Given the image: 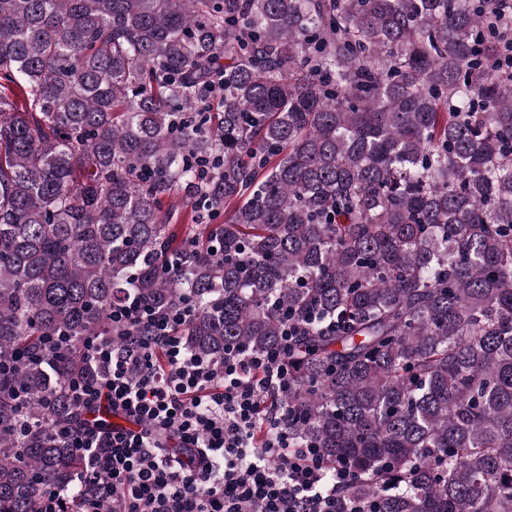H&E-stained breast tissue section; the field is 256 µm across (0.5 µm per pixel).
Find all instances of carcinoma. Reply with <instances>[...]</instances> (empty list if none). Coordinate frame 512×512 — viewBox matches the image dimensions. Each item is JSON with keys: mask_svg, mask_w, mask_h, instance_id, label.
Wrapping results in <instances>:
<instances>
[{"mask_svg": "<svg viewBox=\"0 0 512 512\" xmlns=\"http://www.w3.org/2000/svg\"><path fill=\"white\" fill-rule=\"evenodd\" d=\"M493 2L0 0V512L77 483L54 429L128 296L193 307L205 358L296 325L288 434L356 474L346 508L512 512Z\"/></svg>", "mask_w": 512, "mask_h": 512, "instance_id": "1", "label": "carcinoma"}]
</instances>
